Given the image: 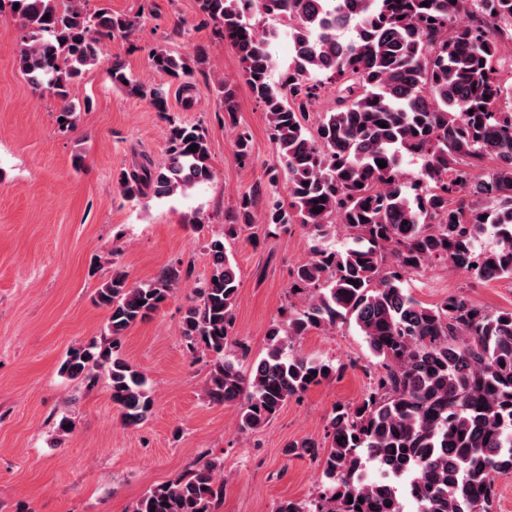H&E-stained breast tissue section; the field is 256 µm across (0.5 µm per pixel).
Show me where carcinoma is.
I'll return each instance as SVG.
<instances>
[{
	"mask_svg": "<svg viewBox=\"0 0 512 512\" xmlns=\"http://www.w3.org/2000/svg\"><path fill=\"white\" fill-rule=\"evenodd\" d=\"M428 6H423V3ZM204 22L238 53L240 74L267 114L288 203L266 211L278 231L297 224L311 256L289 294L303 300L271 325L264 357L242 369L226 355L240 280L236 264L210 243L213 270L194 289L182 338L209 358L208 402L237 406L239 428L256 432L291 399L339 378L346 363L291 353L311 330L352 320L380 370L353 405L332 411L324 439L288 443V453L318 463L322 484L309 501L282 502L277 512H491L496 479L512 474V308L486 309L462 293L428 307L403 288L407 274L444 262L475 281L512 280V78L496 68L512 45V0H198ZM288 23L294 66L278 82L266 41ZM20 19L18 65L33 89L60 103L62 128L75 123L74 86L97 64L104 37H130L136 23L78 3L63 11L47 0H0ZM49 19H44V16ZM152 66L193 88L188 59L153 49ZM112 84L168 111V92L146 86L115 60ZM336 88L316 134L305 122L325 83ZM234 118L229 81L220 83ZM386 127H381V124ZM195 145L197 150L189 151ZM235 157L251 158L239 131ZM420 161L412 177L402 161ZM386 167L378 166L379 161ZM206 132L171 121L163 161L141 157L118 177L120 193L186 195L212 180ZM246 195L224 225L238 236L252 221ZM350 244L330 247L335 225ZM489 234L495 245L479 239ZM180 270L129 283L117 269L94 296L109 311L111 340L73 347L62 370L89 386L107 376L123 421L136 425L153 409L142 374L120 352L132 325L173 296ZM375 465L378 477L367 476ZM224 464L201 456L182 476L148 489L132 512H217Z\"/></svg>",
	"mask_w": 512,
	"mask_h": 512,
	"instance_id": "obj_1",
	"label": "carcinoma"
}]
</instances>
